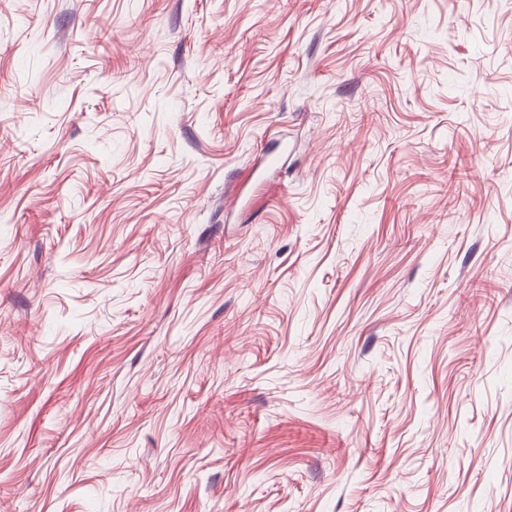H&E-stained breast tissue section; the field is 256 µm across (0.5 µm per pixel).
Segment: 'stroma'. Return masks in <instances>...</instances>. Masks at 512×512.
<instances>
[{
	"label": "stroma",
	"instance_id": "1",
	"mask_svg": "<svg viewBox=\"0 0 512 512\" xmlns=\"http://www.w3.org/2000/svg\"><path fill=\"white\" fill-rule=\"evenodd\" d=\"M0 512H512V0H0Z\"/></svg>",
	"mask_w": 512,
	"mask_h": 512
}]
</instances>
